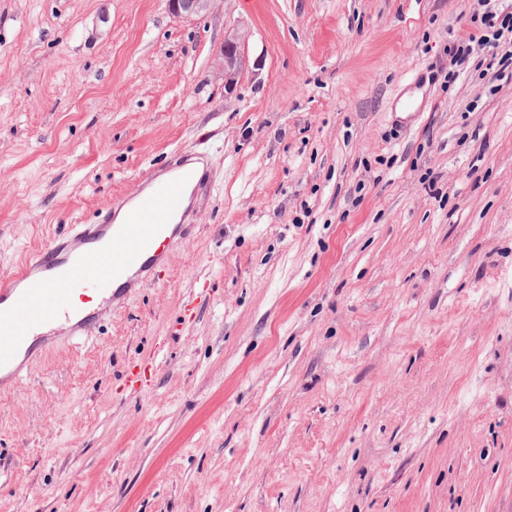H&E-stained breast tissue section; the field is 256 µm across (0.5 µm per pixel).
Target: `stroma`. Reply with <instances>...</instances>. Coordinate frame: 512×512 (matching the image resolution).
Masks as SVG:
<instances>
[{
    "mask_svg": "<svg viewBox=\"0 0 512 512\" xmlns=\"http://www.w3.org/2000/svg\"><path fill=\"white\" fill-rule=\"evenodd\" d=\"M478 10L0 0V278L205 163L160 279L0 392V512H512V59L449 54ZM241 42L237 33L224 36V46L218 63L219 70L224 74L225 87L234 83L235 76L241 68Z\"/></svg>",
    "mask_w": 512,
    "mask_h": 512,
    "instance_id": "obj_1",
    "label": "stroma"
}]
</instances>
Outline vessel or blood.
<instances>
[{
  "instance_id": "b4317fda",
  "label": "vessel or blood",
  "mask_w": 512,
  "mask_h": 512,
  "mask_svg": "<svg viewBox=\"0 0 512 512\" xmlns=\"http://www.w3.org/2000/svg\"><path fill=\"white\" fill-rule=\"evenodd\" d=\"M186 155L158 173L129 220L116 209L99 223L34 252L19 272L0 281V388L17 386L34 364L89 332L142 288L155 283L176 248L192 236L193 200L203 176Z\"/></svg>"
}]
</instances>
